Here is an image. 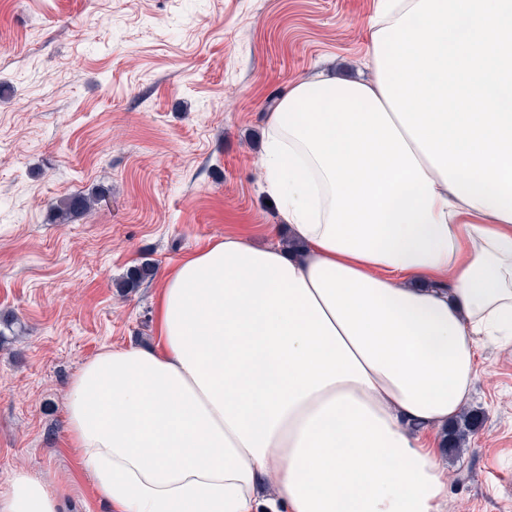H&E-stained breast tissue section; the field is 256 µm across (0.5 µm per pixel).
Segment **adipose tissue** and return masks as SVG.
Wrapping results in <instances>:
<instances>
[{
  "label": "adipose tissue",
  "instance_id": "adipose-tissue-1",
  "mask_svg": "<svg viewBox=\"0 0 512 512\" xmlns=\"http://www.w3.org/2000/svg\"><path fill=\"white\" fill-rule=\"evenodd\" d=\"M368 31L372 79L295 81L266 115L272 243L182 262L157 346L70 381L112 512H446L429 437L512 345V0H378ZM62 502L20 469L0 512Z\"/></svg>",
  "mask_w": 512,
  "mask_h": 512
}]
</instances>
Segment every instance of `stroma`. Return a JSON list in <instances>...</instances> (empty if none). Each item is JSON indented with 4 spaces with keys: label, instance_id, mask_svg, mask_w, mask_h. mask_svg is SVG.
<instances>
[{
    "label": "stroma",
    "instance_id": "obj_1",
    "mask_svg": "<svg viewBox=\"0 0 512 512\" xmlns=\"http://www.w3.org/2000/svg\"><path fill=\"white\" fill-rule=\"evenodd\" d=\"M377 0H0V493L18 468L110 512L65 433L66 386L106 348L151 344L162 276L229 234L279 223L265 114L325 67L364 77ZM106 198L67 224L71 193ZM151 262L154 276L120 280ZM448 512H512V346L480 354Z\"/></svg>",
    "mask_w": 512,
    "mask_h": 512
}]
</instances>
